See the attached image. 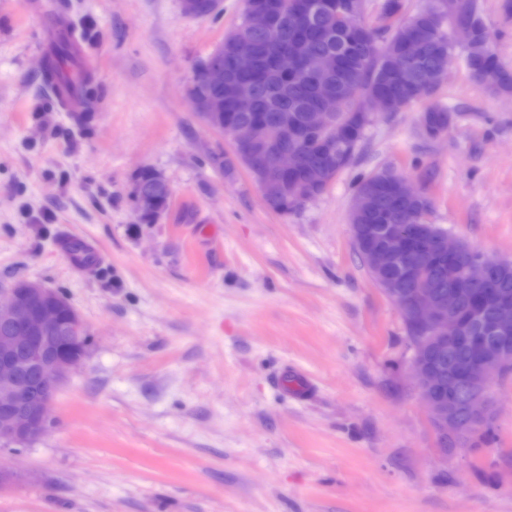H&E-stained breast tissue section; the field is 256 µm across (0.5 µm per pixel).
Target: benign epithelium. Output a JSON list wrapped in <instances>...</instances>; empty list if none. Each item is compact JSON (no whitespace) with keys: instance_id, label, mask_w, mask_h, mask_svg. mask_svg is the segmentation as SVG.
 <instances>
[{"instance_id":"obj_1","label":"benign epithelium","mask_w":512,"mask_h":512,"mask_svg":"<svg viewBox=\"0 0 512 512\" xmlns=\"http://www.w3.org/2000/svg\"><path fill=\"white\" fill-rule=\"evenodd\" d=\"M249 22L267 30V39L277 38V16L274 8H254ZM305 65L318 75L331 69L334 60L328 56L304 59L290 54L279 58V66L290 71ZM205 85L224 90V66L210 61L200 70ZM191 102L204 124L221 127L223 99L211 96L192 97ZM338 96L325 90L319 104L305 113L301 122L288 131L293 141L327 130L333 121ZM233 103L241 112L254 105L250 86L240 82L235 87ZM224 135L232 142L233 153L250 162V174L261 194L271 188L285 189L296 199H303L302 185H281L279 175L298 167L294 151L276 150L266 145L262 132L249 125L230 127ZM428 217H415L405 229L382 227L377 235L384 238L380 246L368 249L374 274L383 276L399 265L402 258L401 238L414 232L424 233ZM463 260L461 274L448 289V296L438 294L425 275L429 261L438 255ZM405 273L415 287L406 294L389 289L386 295L399 307L403 318L425 330L413 346L411 369L420 398L441 441L457 440L475 426L490 421L491 384L498 369L512 364V302L498 298L490 322L484 313L469 310V297L477 286L489 289L490 278L485 261L467 255L462 243L442 233L422 255L419 264L406 262ZM476 322L490 335L502 339L493 351L479 350L460 372L448 371V393H443L440 360L444 354L462 344L473 348L483 341L468 335V322ZM89 340L79 313L58 291L37 282L20 280L3 295L0 294V449L16 451L36 441L47 430L56 395L61 384L85 359Z\"/></svg>"}]
</instances>
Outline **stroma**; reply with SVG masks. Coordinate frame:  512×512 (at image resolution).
<instances>
[{
    "label": "stroma",
    "instance_id": "stroma-1",
    "mask_svg": "<svg viewBox=\"0 0 512 512\" xmlns=\"http://www.w3.org/2000/svg\"><path fill=\"white\" fill-rule=\"evenodd\" d=\"M508 0H475L512 69ZM243 0L190 17L179 0H0V292L64 294L90 338L53 423L0 451V512H512V372L490 432L441 447L411 374L403 316L357 252L360 177L404 175L431 223L512 260V92L456 59L436 97L455 112L428 138L420 107L385 112L351 167L288 214L248 170L210 165L231 143L189 99L196 66ZM84 29L95 111L67 112L43 82L55 22ZM144 169L172 189L138 220ZM96 246L78 269L58 242ZM301 369L299 398L279 386Z\"/></svg>",
    "mask_w": 512,
    "mask_h": 512
}]
</instances>
